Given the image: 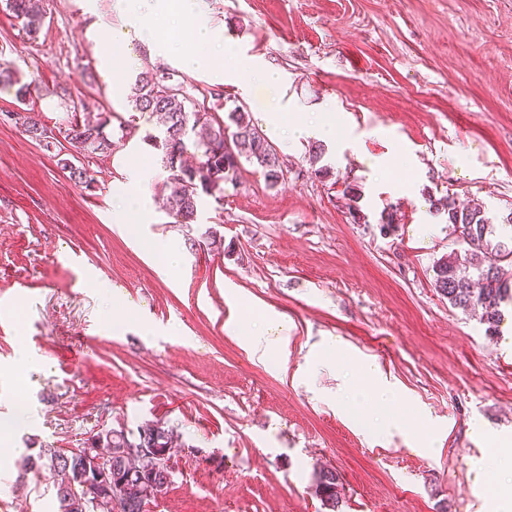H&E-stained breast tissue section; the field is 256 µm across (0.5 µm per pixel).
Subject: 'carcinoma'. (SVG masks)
Here are the masks:
<instances>
[{"label":"carcinoma","mask_w":512,"mask_h":512,"mask_svg":"<svg viewBox=\"0 0 512 512\" xmlns=\"http://www.w3.org/2000/svg\"><path fill=\"white\" fill-rule=\"evenodd\" d=\"M0 7L20 20L30 34L39 33L45 24L46 11L33 6L31 0H0ZM135 82L132 108L157 116L162 125L159 134L149 133L145 141L162 155L168 190L164 207L175 223H193L205 196L221 202L224 184L236 179L244 160L262 169L269 186L282 182V162L277 150L244 107L230 110L225 121L219 119L216 114L223 108L224 94L211 91L198 99L188 92L185 80L179 79L174 70L160 65L145 64ZM0 86L15 88L19 108L11 112L10 121L48 149L56 145L59 137H64L73 152L59 157L58 165L69 172L75 184L91 187L93 175L89 166L82 161L74 162V158L112 153V140L106 133L110 116L84 112L72 115L64 127H51L28 108L31 84L22 81L17 72L0 69ZM193 134L199 136L195 147L201 152L195 166L183 161L187 142ZM433 206L447 215L448 224L464 245L462 250H453L434 263L435 288L452 306L480 313V321L487 324L488 333H499L505 319L502 305L512 304V237L492 241L494 227L478 204L460 207L453 198L446 196L435 200ZM130 442L138 448H153L163 455L171 450L173 429L156 422L126 437L122 429L112 428L99 435L95 445L110 454L112 449L124 448ZM22 463L26 470L46 465L54 471L58 512H84L78 487V474L86 472L82 450L76 448L66 453L56 448H42L35 456H24ZM316 493L332 512L337 508L341 489L334 471H319Z\"/></svg>","instance_id":"obj_1"}]
</instances>
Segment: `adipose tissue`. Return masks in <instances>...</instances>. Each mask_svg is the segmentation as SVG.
Wrapping results in <instances>:
<instances>
[{
  "instance_id": "ef3b65f1",
  "label": "adipose tissue",
  "mask_w": 512,
  "mask_h": 512,
  "mask_svg": "<svg viewBox=\"0 0 512 512\" xmlns=\"http://www.w3.org/2000/svg\"><path fill=\"white\" fill-rule=\"evenodd\" d=\"M118 7L133 15L136 35L148 36L150 48L160 58L178 59L190 73H202L216 82L237 79L242 64L225 65L222 47L224 39L219 29L200 21L194 12L193 0H116ZM176 24L183 29L188 41L197 45L195 53H185L183 45L153 39L156 27Z\"/></svg>"
}]
</instances>
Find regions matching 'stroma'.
Here are the masks:
<instances>
[{
    "label": "stroma",
    "instance_id": "35a3bbf8",
    "mask_svg": "<svg viewBox=\"0 0 512 512\" xmlns=\"http://www.w3.org/2000/svg\"><path fill=\"white\" fill-rule=\"evenodd\" d=\"M46 11L30 36L0 10V67L35 83L47 124L67 119L56 87L110 115L114 145L90 162L93 188L74 185L56 159L68 142L29 138L6 117L14 88L0 87V421H22L0 452V512H58L49 468L24 472L21 456L152 421L178 451L147 512H328L323 468L342 484L338 512H494L512 475L469 424L512 436V320L488 335L435 290L434 262L459 243L431 202L481 204L497 226L512 213V0H197L231 56L280 76L223 85L227 105L255 121L275 103L287 123L312 112L360 144L340 154L325 142L318 175L308 143L273 138L287 179L269 187L243 164L191 224L158 201L166 171L144 140L154 120L130 104L135 69L105 77L95 55L113 37L143 61L129 17L111 0L94 17L84 0ZM394 145L411 166L372 174L365 159ZM144 165L118 227L115 195ZM388 212L397 229L385 235ZM156 241L179 257L170 277ZM72 251L77 264L57 262ZM253 323L287 338L286 352L247 350ZM78 341L76 361L58 362ZM22 354L32 370L10 374ZM349 358L377 364L396 400L338 411L337 394L359 382ZM392 415L401 430L387 428ZM426 431L439 435L431 452L408 439Z\"/></svg>",
    "mask_w": 512,
    "mask_h": 512
}]
</instances>
